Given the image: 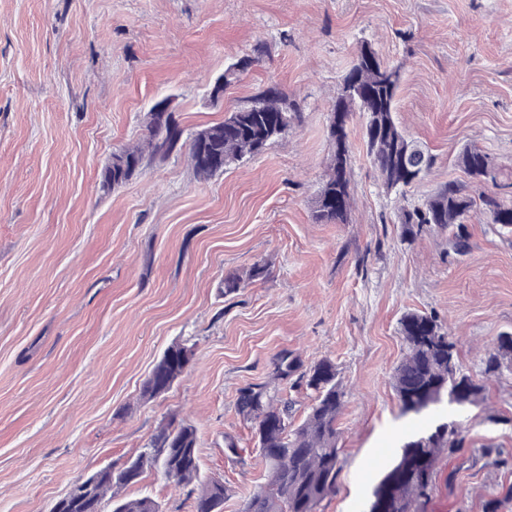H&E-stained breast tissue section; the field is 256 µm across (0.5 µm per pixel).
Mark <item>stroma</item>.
<instances>
[{
    "mask_svg": "<svg viewBox=\"0 0 512 512\" xmlns=\"http://www.w3.org/2000/svg\"><path fill=\"white\" fill-rule=\"evenodd\" d=\"M365 41L400 67L397 122L437 163L405 196L386 193L352 118L353 204L346 223L317 224L331 99ZM260 42L265 53L211 101L215 79ZM269 87L304 121L262 155L201 180L182 151L101 189L156 98H175L190 133ZM467 146L494 180L468 181ZM450 181L512 199V0H0V512H50L172 415L196 427L202 478L229 489L224 512H241L268 472L237 391L269 380L285 348L308 365L332 359L348 391L342 469L321 512H363L402 442L454 420L467 443L439 459L425 512H483L512 484V374L488 381L482 365L512 330V235L477 208L464 256L446 233L404 241L402 208ZM257 261L265 279L222 293L225 275ZM408 310L457 339L486 406L401 415L393 372ZM178 341L193 348L187 371L143 401ZM487 446L502 464L481 457ZM122 494L192 512L186 490L150 470Z\"/></svg>",
    "mask_w": 512,
    "mask_h": 512,
    "instance_id": "obj_1",
    "label": "stroma"
}]
</instances>
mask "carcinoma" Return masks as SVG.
<instances>
[{
    "label": "carcinoma",
    "mask_w": 512,
    "mask_h": 512,
    "mask_svg": "<svg viewBox=\"0 0 512 512\" xmlns=\"http://www.w3.org/2000/svg\"><path fill=\"white\" fill-rule=\"evenodd\" d=\"M400 81V68L383 64L372 46L361 47L343 78L346 91L337 92L332 101L336 126L330 128V140L334 153L314 201L315 223L342 224L347 220L351 207L348 123L356 112L364 120L367 154L386 189L401 192L415 183L411 172L397 166L395 157L400 153L411 161L424 160L421 179L433 169L436 157L409 139L395 121ZM301 123L300 105L270 88L224 121L197 133L189 145L193 171L197 178L207 180L232 163L263 153ZM182 134L178 125L147 112L142 138L112 153L102 168V189L109 191L125 184L148 162L168 159L170 154L161 148ZM487 160L475 147L464 148L459 157L464 172L478 181ZM481 203L491 223L512 234V200L485 196ZM474 206L466 185L448 182L422 204L402 209L400 223L409 241L427 232L450 231L456 253L463 254L469 247L463 220ZM267 276V266L256 262L243 274L226 275L222 293H237ZM400 332L405 354L394 369L393 386L402 414L420 416L445 400L459 406L485 401V385L463 372L457 341L436 317L408 312L400 319ZM190 357L191 350L185 345L170 346L144 381L141 397L150 400L167 391L185 372ZM483 365L488 379L512 371V332L501 333L486 348ZM272 366L278 385L252 383L238 391V411L252 425L257 449L270 475L268 484L246 500L242 512H319L321 503L336 491L341 469L338 420L346 391L335 363L329 359L307 366L298 352L282 349L274 355ZM282 385L303 391L310 399L299 424L294 422L296 401L282 395ZM465 442V428L452 422L405 442L374 487L367 512H423L439 456L455 454ZM147 469L157 471L177 487L199 483L189 490L194 495V512H224L228 488L219 480L198 482L196 429L175 417L158 427L131 466L105 467L94 487L80 500L62 506V512H161L148 495L127 499L121 494ZM509 501L512 485L502 496L486 500L483 512H501Z\"/></svg>",
    "instance_id": "carcinoma-1"
}]
</instances>
